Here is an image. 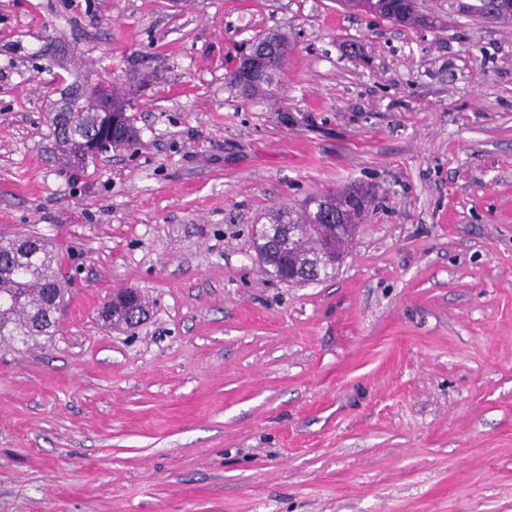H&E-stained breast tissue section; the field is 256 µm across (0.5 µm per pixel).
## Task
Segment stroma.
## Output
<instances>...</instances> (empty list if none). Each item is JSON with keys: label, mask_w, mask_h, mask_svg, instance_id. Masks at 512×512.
Wrapping results in <instances>:
<instances>
[{"label": "stroma", "mask_w": 512, "mask_h": 512, "mask_svg": "<svg viewBox=\"0 0 512 512\" xmlns=\"http://www.w3.org/2000/svg\"><path fill=\"white\" fill-rule=\"evenodd\" d=\"M337 0H0V235L74 280L46 349L0 345V512H512V23ZM268 91L229 76L266 33ZM135 145L61 165L78 77ZM354 186L331 277L254 225ZM136 288L135 329L98 309ZM373 8L376 16L385 19V14L392 7L397 9L401 15L405 14L404 22H401V26H416L420 19L415 11L413 0H374ZM134 293H120V292H114L112 295V299L107 301L105 304L102 305L100 308V316L105 319L108 317L111 313L114 312L115 309H121L122 305H127L133 298ZM132 310L137 311V321L136 323L130 322V318L133 314H129V312H117L115 315H110L108 319L103 321L104 324H107L109 326H112V328H126L132 327L135 324L140 323L142 320L146 319V317L149 314V303L146 300V297L141 294L140 291L136 290V296L134 299V307Z\"/></svg>", "instance_id": "35a3bbf8"}]
</instances>
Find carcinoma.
Segmentation results:
<instances>
[{
	"mask_svg": "<svg viewBox=\"0 0 512 512\" xmlns=\"http://www.w3.org/2000/svg\"><path fill=\"white\" fill-rule=\"evenodd\" d=\"M376 16L385 17L390 9L405 15L404 26L418 24L413 0H375ZM56 145L66 164L77 147L85 148L86 166L113 147H129L137 131L129 116L112 124L100 112H94L89 97L81 90L66 98L62 111L51 118ZM362 211L344 207L343 193L313 196L300 207H290L269 217L281 235L271 247L265 266L268 273L287 266L302 274L316 254V240L328 233L333 224H358ZM0 265L12 275L0 277V344L19 343L25 348H42L58 332L56 314L67 302L69 281L62 273V262L49 244L33 234L13 238L0 237Z\"/></svg>",
	"mask_w": 512,
	"mask_h": 512,
	"instance_id": "1",
	"label": "carcinoma"
}]
</instances>
